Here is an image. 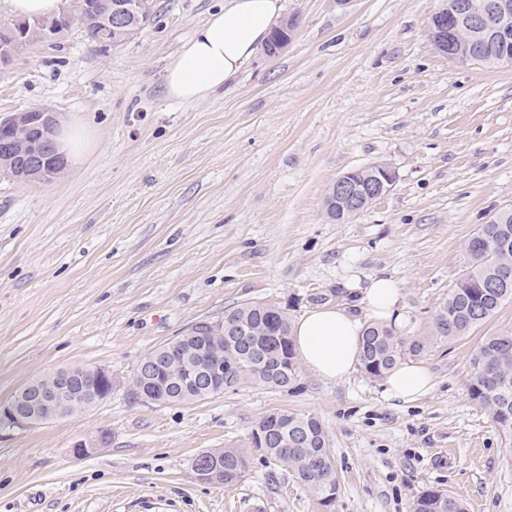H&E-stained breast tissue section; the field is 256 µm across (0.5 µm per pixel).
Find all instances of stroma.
<instances>
[{
  "label": "stroma",
  "instance_id": "35a3bbf8",
  "mask_svg": "<svg viewBox=\"0 0 512 512\" xmlns=\"http://www.w3.org/2000/svg\"><path fill=\"white\" fill-rule=\"evenodd\" d=\"M224 0H156L150 24L103 48L79 22L0 71V117L47 104L90 143L49 184L0 177V401L31 378L102 366L109 399L27 430H0V512H411L426 490L468 512H512V462L468 394L482 336L512 303L450 341L429 338L438 305L469 269L468 238L512 206V68L455 64L433 49L436 0H283L297 30L198 105L170 98L165 68ZM388 164L391 191L330 220L328 187ZM397 281L404 336L429 342L434 378L387 402L362 369L308 368L285 389L246 386L187 406L132 401L140 358L247 301L289 321L359 303L377 274ZM275 410L315 415L340 490L321 505L251 447ZM106 435L99 454L73 446ZM242 448L236 485L198 482L195 456Z\"/></svg>",
  "mask_w": 512,
  "mask_h": 512
}]
</instances>
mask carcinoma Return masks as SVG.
I'll return each mask as SVG.
<instances>
[{"label": "carcinoma", "mask_w": 512, "mask_h": 512, "mask_svg": "<svg viewBox=\"0 0 512 512\" xmlns=\"http://www.w3.org/2000/svg\"><path fill=\"white\" fill-rule=\"evenodd\" d=\"M63 16L51 19L18 20L0 25V41L14 39L27 47L65 30ZM466 250L472 258L471 270L448 291L436 309L431 336L436 339L462 338L482 325L508 302H512V209L500 210L493 220L482 224L468 239ZM237 322L242 341L227 339L195 347L200 361H224V388L254 384L286 388L300 373L299 360L290 338L287 314L262 302L242 303L224 312V323ZM426 336H401L391 327L372 322L361 336L359 365L369 376L380 379L398 362L421 355ZM468 392L472 401L491 416L512 460V327L502 328L482 338L470 358ZM280 421L288 425V436L306 433V448L269 446L260 450L268 464L291 470L307 492L320 504L336 499L339 480L324 427L313 414L278 410L264 416L254 429L259 433ZM321 455V465L308 466L313 453ZM224 462V485L241 481L249 470V460L240 448H219ZM412 512H467L465 502L447 492L428 490L413 504Z\"/></svg>", "instance_id": "1"}]
</instances>
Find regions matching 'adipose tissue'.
<instances>
[{
	"label": "adipose tissue",
	"mask_w": 512,
	"mask_h": 512,
	"mask_svg": "<svg viewBox=\"0 0 512 512\" xmlns=\"http://www.w3.org/2000/svg\"><path fill=\"white\" fill-rule=\"evenodd\" d=\"M281 0H224L193 32L166 69L164 83L170 98L203 104L224 84L248 66L265 46L282 16ZM397 282L373 277L361 302L365 316L348 306H322L306 312L292 329L301 361L324 379L348 377L359 363V343L364 317L401 325ZM433 379L420 363L402 361L383 380L386 399L411 403L429 393Z\"/></svg>",
	"instance_id": "adipose-tissue-1"
}]
</instances>
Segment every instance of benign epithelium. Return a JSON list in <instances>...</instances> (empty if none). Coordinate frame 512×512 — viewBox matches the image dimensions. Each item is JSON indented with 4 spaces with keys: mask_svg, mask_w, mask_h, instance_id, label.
<instances>
[{
    "mask_svg": "<svg viewBox=\"0 0 512 512\" xmlns=\"http://www.w3.org/2000/svg\"><path fill=\"white\" fill-rule=\"evenodd\" d=\"M153 0H99L93 10L81 17L82 24H103L112 29H125L148 20ZM296 18L274 29V41L283 49L291 41ZM427 30L434 50L449 61L468 64L475 58L474 45L489 47L486 62L493 66L512 67V0H438L427 20ZM60 115L49 106L13 112L0 117V176L17 184L51 183L66 170L68 161L58 151L57 136ZM396 180L395 172L385 163H375L359 170V176L345 173L329 188L325 204L339 214L361 213L388 194ZM239 326L224 321H198L184 336L191 342L210 336L237 334ZM185 374L184 381L207 385L213 389L223 385L220 367L212 369L191 362L188 351L180 345L163 349L156 357L140 364L137 371V395L146 402L168 403L173 398L169 388L155 385L159 373ZM112 372L105 368L75 371L65 369L52 381H32L19 387L10 399L0 402V429H27L87 409L112 395ZM106 438L101 436L71 448L76 458H87L101 452ZM196 480L216 485L224 480V466L219 457L199 453L192 461Z\"/></svg>",
    "mask_w": 512,
    "mask_h": 512,
    "instance_id": "7a95c632",
    "label": "benign epithelium"
}]
</instances>
